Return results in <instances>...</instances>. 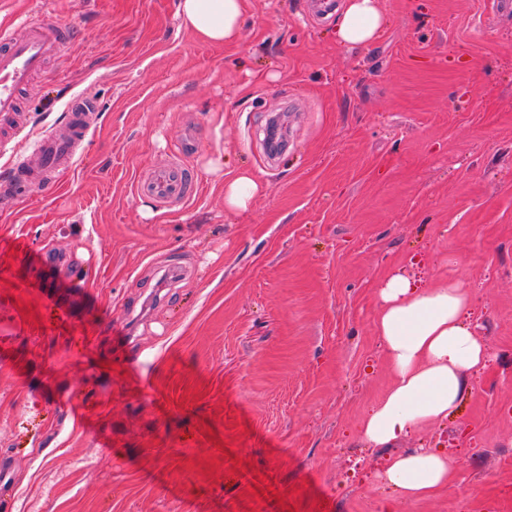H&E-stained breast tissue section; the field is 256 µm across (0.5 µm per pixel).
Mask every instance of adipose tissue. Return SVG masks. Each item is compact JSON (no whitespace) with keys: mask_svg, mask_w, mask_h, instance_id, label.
<instances>
[{"mask_svg":"<svg viewBox=\"0 0 512 512\" xmlns=\"http://www.w3.org/2000/svg\"><path fill=\"white\" fill-rule=\"evenodd\" d=\"M185 28L214 44L234 41L244 17V0H178ZM386 18L376 0H346L336 21L337 44L372 43ZM263 186L247 168L224 179V207L246 212ZM375 332L392 380L363 415L360 434L369 447L388 448L443 421L471 390V376L487 365L489 351L472 317V292L456 281L415 286L407 275H389L380 290ZM448 456L436 448H415L387 458L380 474L400 501L411 502L446 486Z\"/></svg>","mask_w":512,"mask_h":512,"instance_id":"adipose-tissue-1","label":"adipose tissue"}]
</instances>
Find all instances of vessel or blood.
Listing matches in <instances>:
<instances>
[{"label":"vessel or blood","mask_w":512,"mask_h":512,"mask_svg":"<svg viewBox=\"0 0 512 512\" xmlns=\"http://www.w3.org/2000/svg\"><path fill=\"white\" fill-rule=\"evenodd\" d=\"M72 36L71 27L51 20L29 26L21 36L0 29V142L10 143L27 130L22 96L32 92L35 75L63 51ZM98 120L92 98L80 96L69 102L58 129L35 135L34 158L12 156L0 172V199L11 200L22 192L34 196L50 192L56 172L72 169ZM137 191L167 203L191 197L197 184L183 165L174 162L141 180Z\"/></svg>","instance_id":"b4317fda"}]
</instances>
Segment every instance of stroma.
I'll list each match as a JSON object with an SVG mask.
<instances>
[{
  "label": "stroma",
  "instance_id": "1",
  "mask_svg": "<svg viewBox=\"0 0 512 512\" xmlns=\"http://www.w3.org/2000/svg\"><path fill=\"white\" fill-rule=\"evenodd\" d=\"M176 2L0 0L16 35L75 31L33 126L80 95L101 115L55 193L0 212V512H512V11L378 0L349 50L311 0H246L224 46ZM176 157L195 197L136 195ZM241 167L265 190L233 213ZM396 272L471 288L490 360L448 419L372 449ZM422 447L450 480L397 502L382 463Z\"/></svg>",
  "mask_w": 512,
  "mask_h": 512
}]
</instances>
